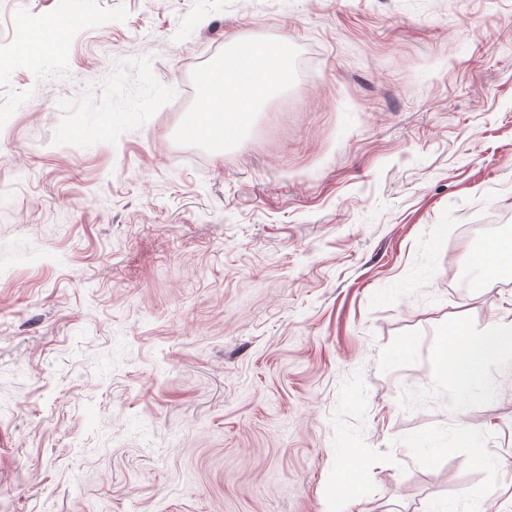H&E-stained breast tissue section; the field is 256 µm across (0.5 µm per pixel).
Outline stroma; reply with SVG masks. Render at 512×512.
Returning a JSON list of instances; mask_svg holds the SVG:
<instances>
[{
    "instance_id": "obj_1",
    "label": "stroma",
    "mask_w": 512,
    "mask_h": 512,
    "mask_svg": "<svg viewBox=\"0 0 512 512\" xmlns=\"http://www.w3.org/2000/svg\"><path fill=\"white\" fill-rule=\"evenodd\" d=\"M241 40L287 80L188 137ZM1 57L0 512H512V359L434 356L512 321V0H0ZM56 25H46L44 28L29 30L24 40V48L31 54H38L41 51L51 48L56 53H62L65 50L64 40L57 35ZM472 265L480 272V282L486 288L493 287L501 279L499 276L512 270V239L489 241L475 253ZM488 340L476 342L467 339L464 323L452 325L439 340L436 363L459 387L465 388L478 381L484 369L502 354L512 356V322L491 320L486 330Z\"/></svg>"
}]
</instances>
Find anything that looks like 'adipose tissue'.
Instances as JSON below:
<instances>
[{
    "label": "adipose tissue",
    "mask_w": 512,
    "mask_h": 512,
    "mask_svg": "<svg viewBox=\"0 0 512 512\" xmlns=\"http://www.w3.org/2000/svg\"><path fill=\"white\" fill-rule=\"evenodd\" d=\"M284 46L263 42L256 54L265 59V66L244 64L224 70L203 90V100L195 112V123L201 138L220 141L225 126L252 111L255 101L264 95L279 78L285 77L281 62ZM472 265L480 273L484 287H493L503 272L512 270V239L489 241L475 253ZM487 340H468L464 323L452 325L440 339L436 363L459 387L465 388L478 381L484 369L502 354L512 355V322L490 321Z\"/></svg>",
    "instance_id": "obj_1"
}]
</instances>
